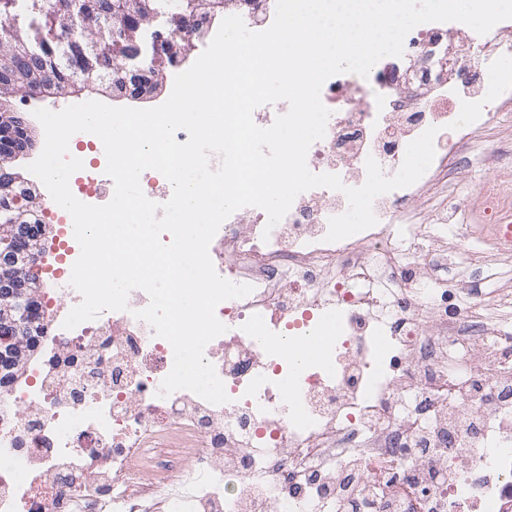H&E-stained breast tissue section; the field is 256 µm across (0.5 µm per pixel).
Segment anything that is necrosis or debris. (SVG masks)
Wrapping results in <instances>:
<instances>
[{
	"mask_svg": "<svg viewBox=\"0 0 512 512\" xmlns=\"http://www.w3.org/2000/svg\"><path fill=\"white\" fill-rule=\"evenodd\" d=\"M427 53L429 81L403 85ZM321 100L330 116L312 172L358 187L371 157L394 175L434 126L432 164L374 200L375 226L337 242L328 221L348 200L324 187L275 227L257 207L225 220L211 261L252 287L217 306L226 330L204 350L227 403L159 396L173 349L135 318L142 290L127 310L49 325L42 360L0 397V512H404L390 488L406 479L415 512H512V321L501 314L512 291L473 288L512 267V248L460 266L472 230L451 193L476 147L484 197L512 208L496 180L512 140L484 136L512 118V20L483 35L418 25L402 56L365 78L330 77ZM310 336L318 344L295 363L285 341ZM32 405L37 417H19Z\"/></svg>",
	"mask_w": 512,
	"mask_h": 512,
	"instance_id": "4bbe7bcc",
	"label": "necrosis or debris"
}]
</instances>
